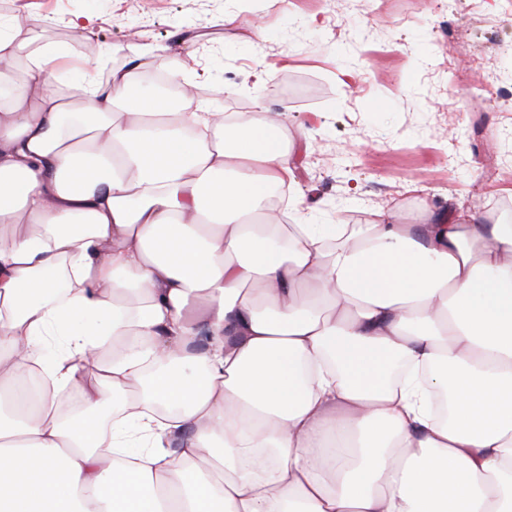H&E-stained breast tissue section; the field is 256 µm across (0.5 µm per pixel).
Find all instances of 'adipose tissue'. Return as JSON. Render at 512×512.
<instances>
[{"mask_svg":"<svg viewBox=\"0 0 512 512\" xmlns=\"http://www.w3.org/2000/svg\"><path fill=\"white\" fill-rule=\"evenodd\" d=\"M155 53L0 13V512H512V225L281 223Z\"/></svg>","mask_w":512,"mask_h":512,"instance_id":"1","label":"adipose tissue"}]
</instances>
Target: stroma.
<instances>
[{
  "mask_svg": "<svg viewBox=\"0 0 512 512\" xmlns=\"http://www.w3.org/2000/svg\"><path fill=\"white\" fill-rule=\"evenodd\" d=\"M96 0L94 34L113 63L134 43L164 50L152 70L196 55V99L226 114L283 112L294 198L319 200L311 223H366L399 208L485 214L512 201V100L472 99L485 72L471 52L512 65V6L482 0ZM84 0H0L35 39L83 42L69 25ZM236 15L228 26L225 15ZM340 16L335 30L332 16Z\"/></svg>",
  "mask_w": 512,
  "mask_h": 512,
  "instance_id": "1",
  "label": "stroma"
}]
</instances>
